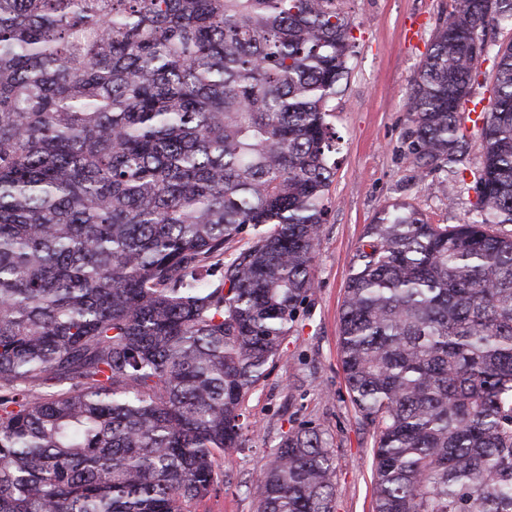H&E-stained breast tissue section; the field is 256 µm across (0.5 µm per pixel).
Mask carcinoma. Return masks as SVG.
Here are the masks:
<instances>
[{"label":"carcinoma","mask_w":512,"mask_h":512,"mask_svg":"<svg viewBox=\"0 0 512 512\" xmlns=\"http://www.w3.org/2000/svg\"><path fill=\"white\" fill-rule=\"evenodd\" d=\"M512 0H455L410 93L418 171ZM341 0H0V512H195L315 290L349 75ZM479 219L394 203L350 265L340 357L375 512H512V44ZM249 232L224 261V247ZM334 449H273L256 512H333Z\"/></svg>","instance_id":"carcinoma-1"}]
</instances>
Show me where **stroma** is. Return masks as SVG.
Here are the masks:
<instances>
[{
    "instance_id": "obj_1",
    "label": "stroma",
    "mask_w": 512,
    "mask_h": 512,
    "mask_svg": "<svg viewBox=\"0 0 512 512\" xmlns=\"http://www.w3.org/2000/svg\"><path fill=\"white\" fill-rule=\"evenodd\" d=\"M352 20L351 71L333 100L336 175L314 261L316 288L285 354L270 365L244 408V446L224 456V487L198 512H256L257 491L272 447L283 433L310 423L335 450V512H373L372 429L350 401L339 351L341 305L351 260L364 229L388 206L406 202L432 224L476 219L480 127L463 119L470 144L468 177L435 169L419 175L409 153V95L435 31L453 0H343ZM490 53L475 68L473 100L490 99L494 51L512 43V23L489 25Z\"/></svg>"
}]
</instances>
